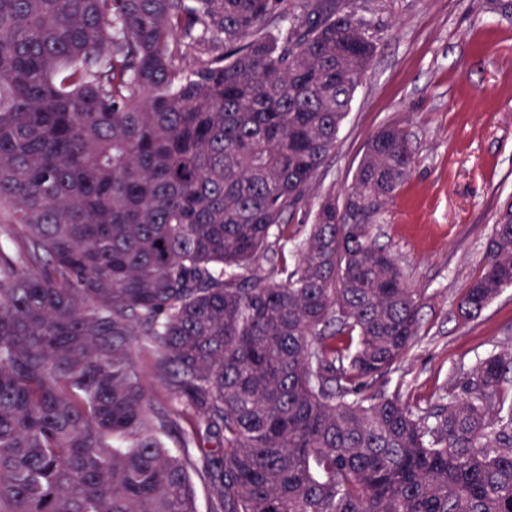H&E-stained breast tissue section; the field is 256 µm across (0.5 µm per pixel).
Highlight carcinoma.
Wrapping results in <instances>:
<instances>
[{
	"instance_id": "1",
	"label": "carcinoma",
	"mask_w": 512,
	"mask_h": 512,
	"mask_svg": "<svg viewBox=\"0 0 512 512\" xmlns=\"http://www.w3.org/2000/svg\"><path fill=\"white\" fill-rule=\"evenodd\" d=\"M376 49L347 0H0V512H197L193 474L208 512H512V348L418 412L385 389L404 127L278 260ZM510 286L512 198L458 315ZM134 351L135 369L137 374L146 382L151 403L155 407H161L177 414L179 407L158 371L159 350L143 341H139L135 344Z\"/></svg>"
}]
</instances>
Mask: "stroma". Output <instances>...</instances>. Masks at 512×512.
<instances>
[{"instance_id":"1","label":"stroma","mask_w":512,"mask_h":512,"mask_svg":"<svg viewBox=\"0 0 512 512\" xmlns=\"http://www.w3.org/2000/svg\"><path fill=\"white\" fill-rule=\"evenodd\" d=\"M378 48L316 178L315 196H344L378 128H406L415 170L376 220L379 244L421 290V329L390 382L405 378V400L426 407L453 373L512 338V287L480 317L456 304L482 269L500 205L512 197V24L486 0H353ZM135 369L151 403L177 412L158 371L159 351L137 342Z\"/></svg>"}]
</instances>
